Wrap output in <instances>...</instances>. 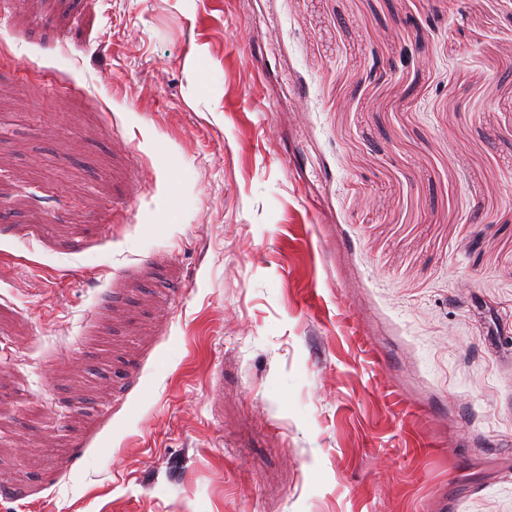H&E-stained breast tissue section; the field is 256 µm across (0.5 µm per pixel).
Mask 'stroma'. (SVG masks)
<instances>
[{"instance_id": "obj_1", "label": "stroma", "mask_w": 512, "mask_h": 512, "mask_svg": "<svg viewBox=\"0 0 512 512\" xmlns=\"http://www.w3.org/2000/svg\"><path fill=\"white\" fill-rule=\"evenodd\" d=\"M1 485L512 512V0H0Z\"/></svg>"}]
</instances>
